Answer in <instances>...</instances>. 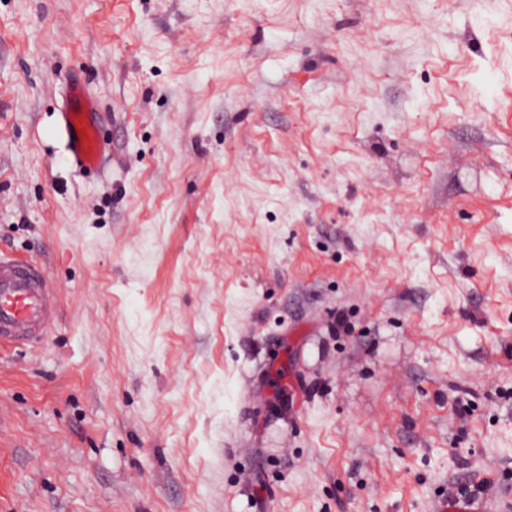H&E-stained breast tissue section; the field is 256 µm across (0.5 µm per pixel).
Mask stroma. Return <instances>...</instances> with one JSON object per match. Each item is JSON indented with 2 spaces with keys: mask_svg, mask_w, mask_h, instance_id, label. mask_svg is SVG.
I'll use <instances>...</instances> for the list:
<instances>
[{
  "mask_svg": "<svg viewBox=\"0 0 512 512\" xmlns=\"http://www.w3.org/2000/svg\"><path fill=\"white\" fill-rule=\"evenodd\" d=\"M0 250V512L512 502V0H0ZM83 128V134L77 130ZM56 136L64 142L67 160L79 171H101L105 163L104 139L96 101L75 79L60 110ZM54 282L45 271L0 253V341L25 343L46 336L58 310Z\"/></svg>",
  "mask_w": 512,
  "mask_h": 512,
  "instance_id": "35a3bbf8",
  "label": "stroma"
}]
</instances>
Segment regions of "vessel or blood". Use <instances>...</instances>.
<instances>
[{
    "instance_id": "obj_1",
    "label": "vessel or blood",
    "mask_w": 512,
    "mask_h": 512,
    "mask_svg": "<svg viewBox=\"0 0 512 512\" xmlns=\"http://www.w3.org/2000/svg\"><path fill=\"white\" fill-rule=\"evenodd\" d=\"M56 135L77 170L101 171L104 139L96 101L74 80L60 110ZM54 282L45 271L0 253V341L31 342L48 334L58 310Z\"/></svg>"
}]
</instances>
